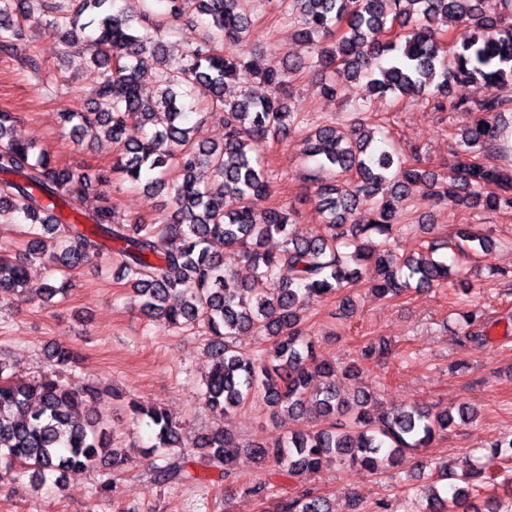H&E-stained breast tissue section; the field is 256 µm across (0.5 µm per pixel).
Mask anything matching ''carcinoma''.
<instances>
[{
  "label": "carcinoma",
  "instance_id": "carcinoma-1",
  "mask_svg": "<svg viewBox=\"0 0 512 512\" xmlns=\"http://www.w3.org/2000/svg\"><path fill=\"white\" fill-rule=\"evenodd\" d=\"M118 0H0V52L12 54L32 36L25 29L33 7L51 14L50 26L63 42L93 31L85 64L101 70L87 112L63 113L64 124L80 136L112 141L119 151L109 171L90 177L78 167H60L38 143L18 132L15 112L0 110V217L26 225L27 248L21 257L0 254V300L25 292L28 266L35 259L62 277L47 284L42 301L66 296L68 275L90 255L110 250L116 278L132 291L140 311L167 330L201 327L208 336L211 368L203 382L205 406L222 417L260 401L274 415L294 421L310 418L313 429L288 430L272 447L244 443L222 427L201 437L197 457L180 448V428L166 412L129 402L133 419H148L156 443L145 455L163 451L152 464L157 485L197 484L213 472L232 492L260 500L271 482L240 480L241 458L269 466L270 478L303 482L335 465L376 473L410 464L416 477L431 469L424 501L415 512H501L500 501L473 502L475 486L462 478L442 496L437 484L448 467H431L411 455L448 434L455 420L469 422L477 408L464 404L457 414L416 407L384 409L372 395L359 392L348 402L342 380L363 373L362 362L389 354L385 341L361 349V361L343 368L324 358L306 333L305 312L314 295L334 294L361 281L362 266L374 261L378 279L371 292L396 297L416 286L432 288L465 270L459 259L480 248L489 254L492 239L467 226L457 231L451 262L435 257L436 245L400 255L389 239L401 222L410 189L429 203L467 204L495 213L512 212V160L491 163L479 155L499 156L496 131L512 112V0H267L294 16L296 38L311 45L305 61L290 55L267 67L260 80L265 94L245 89L224 96V85L250 72L246 53L253 36L254 0H165L155 13L148 0L142 11L127 14ZM200 27L194 45L177 63L165 52L163 37L171 22ZM473 29L469 40L452 42L448 22ZM394 33L382 42L378 35ZM336 79L321 85L335 96L343 81L366 79V103L391 98L424 100L435 112H466L470 122L448 153L444 172L428 169L420 157L408 162L395 148L375 145V131L363 113L336 125L315 123L303 140V154L317 157L331 179L316 186L325 213L320 230L298 237L296 210L272 207L258 212L249 200L270 193L264 146L305 121L296 105L291 77L303 69ZM489 93L481 100L450 96L449 88L476 80ZM153 87L152 95L143 87ZM224 112V139L199 141L185 124L199 104ZM207 171L209 179L200 180ZM167 197L160 217L121 222L112 198L99 195L85 208L94 183H109L112 173ZM373 218H355L362 209ZM280 249H263L272 236ZM115 243L109 249L105 241ZM226 250L238 251L252 270L250 281L224 266ZM464 337L479 344L488 336L477 307L459 313ZM252 332L269 340L259 356L246 353L237 339ZM50 371L36 380L16 375L0 357V472L21 467L31 472L37 490L49 477L77 475L111 460L118 471L133 449L117 445L115 430L88 402L93 388L66 382L62 372L76 361L62 343L47 350ZM493 454L512 461V435L490 444ZM272 512H336L335 505L311 487H294L279 496Z\"/></svg>",
  "mask_w": 512,
  "mask_h": 512
}]
</instances>
